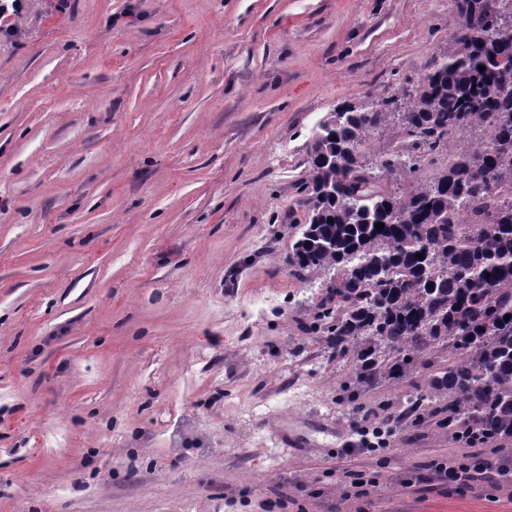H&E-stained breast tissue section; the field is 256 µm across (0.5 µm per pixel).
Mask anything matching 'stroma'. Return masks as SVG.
I'll return each instance as SVG.
<instances>
[{"mask_svg":"<svg viewBox=\"0 0 512 512\" xmlns=\"http://www.w3.org/2000/svg\"><path fill=\"white\" fill-rule=\"evenodd\" d=\"M458 23L456 0L0 18V512H512V477L425 483L470 452L408 414L425 374L351 386L313 327L336 274L289 260L320 123L416 82Z\"/></svg>","mask_w":512,"mask_h":512,"instance_id":"stroma-1","label":"stroma"}]
</instances>
